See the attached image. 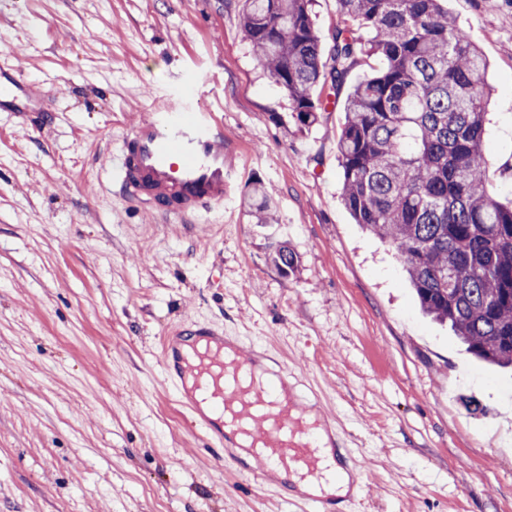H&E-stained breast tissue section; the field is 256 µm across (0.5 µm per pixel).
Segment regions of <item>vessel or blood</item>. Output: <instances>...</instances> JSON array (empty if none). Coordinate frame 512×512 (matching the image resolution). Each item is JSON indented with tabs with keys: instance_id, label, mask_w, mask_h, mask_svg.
<instances>
[{
	"instance_id": "b4317fda",
	"label": "vessel or blood",
	"mask_w": 512,
	"mask_h": 512,
	"mask_svg": "<svg viewBox=\"0 0 512 512\" xmlns=\"http://www.w3.org/2000/svg\"><path fill=\"white\" fill-rule=\"evenodd\" d=\"M43 104L14 65L0 64V112H39ZM234 155L224 148V120L193 108L157 110L124 138L112 171L122 197L163 217L188 219L223 206L230 192ZM254 356L238 340L187 327L162 343V378L176 385L184 404L200 407L203 429L216 443H246L259 476L281 473L298 484H330L332 465L322 442L335 436L326 419L301 407L300 381L282 395L287 369L257 372Z\"/></svg>"
}]
</instances>
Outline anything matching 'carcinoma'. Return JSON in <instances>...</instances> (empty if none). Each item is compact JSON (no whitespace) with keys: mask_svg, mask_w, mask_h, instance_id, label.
Listing matches in <instances>:
<instances>
[{"mask_svg":"<svg viewBox=\"0 0 512 512\" xmlns=\"http://www.w3.org/2000/svg\"><path fill=\"white\" fill-rule=\"evenodd\" d=\"M344 24L323 47L312 0H246L243 29L303 126L364 55L382 69L348 93L337 149L342 201L395 247L422 310L481 362L512 367V205L483 156L487 61L439 0H336ZM274 261L291 273L297 254Z\"/></svg>","mask_w":512,"mask_h":512,"instance_id":"cac0c4a2","label":"carcinoma"}]
</instances>
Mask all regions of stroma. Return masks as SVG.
I'll list each match as a JSON object with an SVG mask.
<instances>
[{"instance_id": "stroma-1", "label": "stroma", "mask_w": 512, "mask_h": 512, "mask_svg": "<svg viewBox=\"0 0 512 512\" xmlns=\"http://www.w3.org/2000/svg\"><path fill=\"white\" fill-rule=\"evenodd\" d=\"M444 6L489 64L484 150L506 203L512 0ZM245 8L0 0V57L52 106L0 112V512H303L159 386L164 337L192 324L295 370L360 470L349 512H512V373L424 316L390 244L355 223L343 100L298 125ZM184 102L223 115L237 168L223 208L188 221L112 183L132 127ZM257 183L274 223L252 215Z\"/></svg>"}]
</instances>
